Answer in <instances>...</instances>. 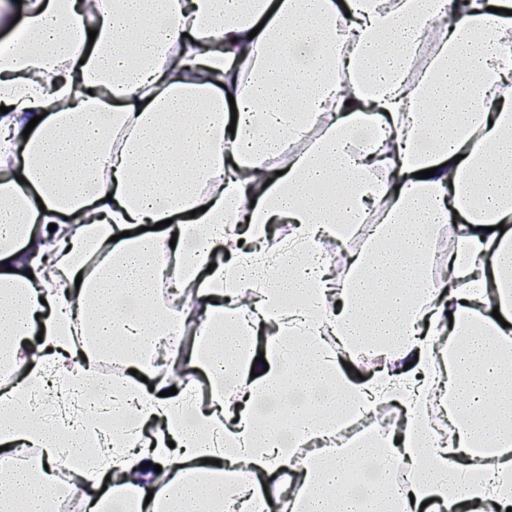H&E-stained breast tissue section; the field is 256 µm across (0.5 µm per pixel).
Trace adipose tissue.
<instances>
[{
	"label": "adipose tissue",
	"instance_id": "obj_1",
	"mask_svg": "<svg viewBox=\"0 0 512 512\" xmlns=\"http://www.w3.org/2000/svg\"><path fill=\"white\" fill-rule=\"evenodd\" d=\"M26 9L0 44V372L19 376L0 512H53L57 494L87 512L512 507V0ZM375 211L330 272L321 244ZM109 337L127 372L93 392ZM55 384L88 402L76 427L26 405ZM356 416L363 434L333 444ZM25 447L41 459L12 465ZM353 463L408 480L354 493Z\"/></svg>",
	"mask_w": 512,
	"mask_h": 512
}]
</instances>
